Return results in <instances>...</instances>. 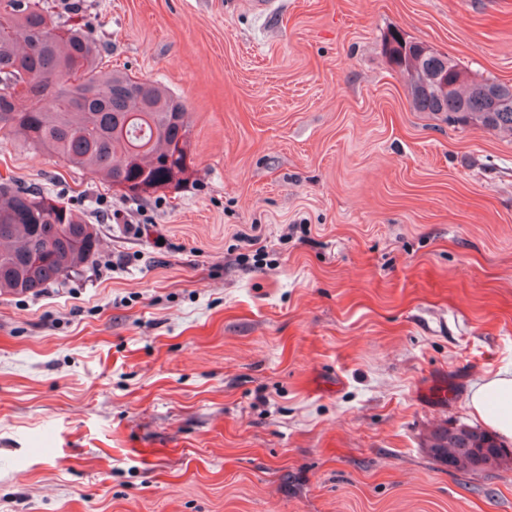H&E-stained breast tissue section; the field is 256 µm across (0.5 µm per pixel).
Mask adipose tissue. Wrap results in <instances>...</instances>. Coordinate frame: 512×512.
Listing matches in <instances>:
<instances>
[{
    "label": "adipose tissue",
    "mask_w": 512,
    "mask_h": 512,
    "mask_svg": "<svg viewBox=\"0 0 512 512\" xmlns=\"http://www.w3.org/2000/svg\"><path fill=\"white\" fill-rule=\"evenodd\" d=\"M467 406L473 418L512 442V369H503L472 388Z\"/></svg>",
    "instance_id": "ef3b65f1"
}]
</instances>
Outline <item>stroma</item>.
Wrapping results in <instances>:
<instances>
[{
	"mask_svg": "<svg viewBox=\"0 0 512 512\" xmlns=\"http://www.w3.org/2000/svg\"><path fill=\"white\" fill-rule=\"evenodd\" d=\"M47 2L184 104L191 173L130 199L0 132L103 241L0 293V512H512V469L427 448L512 366V137L416 111L383 48L512 85V0Z\"/></svg>",
	"mask_w": 512,
	"mask_h": 512,
	"instance_id": "35a3bbf8",
	"label": "stroma"
}]
</instances>
